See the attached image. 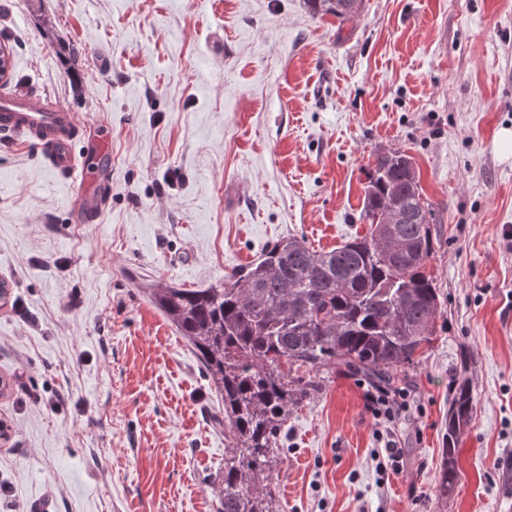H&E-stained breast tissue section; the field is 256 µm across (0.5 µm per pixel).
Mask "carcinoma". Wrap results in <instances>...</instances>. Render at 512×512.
I'll use <instances>...</instances> for the list:
<instances>
[{
    "mask_svg": "<svg viewBox=\"0 0 512 512\" xmlns=\"http://www.w3.org/2000/svg\"><path fill=\"white\" fill-rule=\"evenodd\" d=\"M306 2L312 14L341 24L359 12L357 0ZM412 166L399 151L375 155L363 198L364 236L328 252L285 238L207 288L150 289L224 401L222 512H273L271 494L261 488L264 471L278 456L275 438L289 407L308 395V385L291 373L338 364L388 384L436 340L439 295L425 271L434 213L419 180L407 178ZM394 198L408 218L388 228L402 244L390 252L377 230ZM472 409L470 389L461 384L448 409L442 496L455 490L457 447Z\"/></svg>",
    "mask_w": 512,
    "mask_h": 512,
    "instance_id": "cac0c4a2",
    "label": "carcinoma"
}]
</instances>
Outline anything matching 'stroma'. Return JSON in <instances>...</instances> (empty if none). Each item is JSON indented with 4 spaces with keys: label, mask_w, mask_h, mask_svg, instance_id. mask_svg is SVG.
<instances>
[{
    "label": "stroma",
    "mask_w": 512,
    "mask_h": 512,
    "mask_svg": "<svg viewBox=\"0 0 512 512\" xmlns=\"http://www.w3.org/2000/svg\"><path fill=\"white\" fill-rule=\"evenodd\" d=\"M14 90L112 125V185L77 223L75 184L0 134V512H221L224 410L151 302L295 237L365 235L376 153L432 203L437 339L384 427L358 374L327 366L291 406L263 486L276 512H512V0H0ZM472 417L441 496L448 407ZM359 1V6L355 7ZM307 6L313 15H331L339 23L355 17L361 7V0H306Z\"/></svg>",
    "instance_id": "1"
}]
</instances>
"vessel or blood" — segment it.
<instances>
[{"instance_id": "b4317fda", "label": "vessel or blood", "mask_w": 512, "mask_h": 512, "mask_svg": "<svg viewBox=\"0 0 512 512\" xmlns=\"http://www.w3.org/2000/svg\"><path fill=\"white\" fill-rule=\"evenodd\" d=\"M0 132L35 136L53 167L66 174H76L79 183L76 219L100 209L99 182L112 174V138L108 126L101 122H79L72 112L53 103L48 96L15 90L0 97ZM77 138L95 143L97 160L92 165L73 160L71 143Z\"/></svg>"}]
</instances>
